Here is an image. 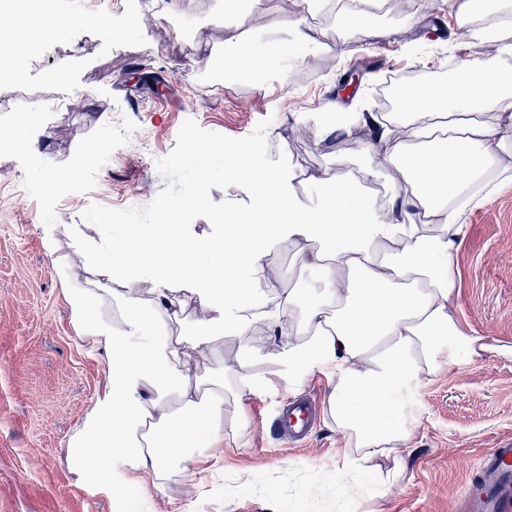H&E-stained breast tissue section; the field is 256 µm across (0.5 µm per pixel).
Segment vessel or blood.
I'll list each match as a JSON object with an SVG mask.
<instances>
[{"mask_svg": "<svg viewBox=\"0 0 512 512\" xmlns=\"http://www.w3.org/2000/svg\"><path fill=\"white\" fill-rule=\"evenodd\" d=\"M314 413L303 402L278 408L270 417L272 426L288 434H303ZM478 475L464 488L467 512H512V438L501 439L479 459Z\"/></svg>", "mask_w": 512, "mask_h": 512, "instance_id": "vessel-or-blood-1", "label": "vessel or blood"}]
</instances>
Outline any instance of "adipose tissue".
I'll list each match as a JSON object with an SVG mask.
<instances>
[{
	"instance_id": "1",
	"label": "adipose tissue",
	"mask_w": 512,
	"mask_h": 512,
	"mask_svg": "<svg viewBox=\"0 0 512 512\" xmlns=\"http://www.w3.org/2000/svg\"><path fill=\"white\" fill-rule=\"evenodd\" d=\"M326 6L341 27L370 30L373 12L347 0H294L289 40L259 44L236 37L242 6L230 0L223 80L256 75L261 59L287 71L321 47L323 32L311 20ZM90 22L113 40L140 32L133 19L108 14L12 18L17 30L54 33ZM397 96L398 112L311 121L318 139L340 129L362 155L318 202H303L277 165L257 167L258 144L238 146L226 165L247 186L249 203L225 206L219 234L188 238L165 209L159 222L102 249L97 280L69 291L83 340L108 355L104 384L68 441L76 471L99 484L163 491L168 472L222 452L225 403L235 407L229 423L242 428L250 396H295L319 373L331 384L325 418L345 440L336 461L344 485L361 488L369 461L379 458L394 467L370 474L375 481H399L417 428V390L489 349L460 319L453 264L464 216L512 171V49L457 65L449 85L407 84ZM386 170L400 173L404 186L381 197L372 185ZM278 243L313 287H283L268 260ZM148 263L159 271L145 280ZM178 280L193 283L192 296L175 288ZM191 300L201 326L193 335L183 328ZM203 364L212 367L205 383L197 374Z\"/></svg>"
}]
</instances>
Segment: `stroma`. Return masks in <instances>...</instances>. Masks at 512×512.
Masks as SVG:
<instances>
[{"label":"stroma","instance_id":"1","mask_svg":"<svg viewBox=\"0 0 512 512\" xmlns=\"http://www.w3.org/2000/svg\"><path fill=\"white\" fill-rule=\"evenodd\" d=\"M224 0H185L168 22L140 14V36L108 38L96 26L40 42L15 55L12 89L32 99L25 124L0 108V512H463V485L480 455L512 436V356L495 352L460 363L419 389L414 447L397 486L366 484L350 494L330 464L343 439L325 418L293 443L270 432L265 416L287 394L260 393L246 405V428L225 431L224 451L194 477L173 473L167 497L113 493L80 481L67 446L104 383L107 358L90 351L72 323L65 268L73 249L177 212L184 232L219 231L227 203L247 194L216 146L262 140L261 161L288 175L328 180L353 168L356 142L294 135L302 116L340 105L375 112L379 88L397 74L432 75L470 54L493 53L488 40L456 43L447 5L386 11L368 35L319 15L321 54L331 66L303 75L269 67L262 81L227 83L213 72L224 56ZM294 12L267 0L259 30L244 38L287 40ZM360 80L337 96L348 74ZM71 94L66 108L56 96ZM28 138L34 150H20ZM55 179L46 187L45 175ZM455 256L465 321L512 346V181L467 218Z\"/></svg>","mask_w":512,"mask_h":512}]
</instances>
